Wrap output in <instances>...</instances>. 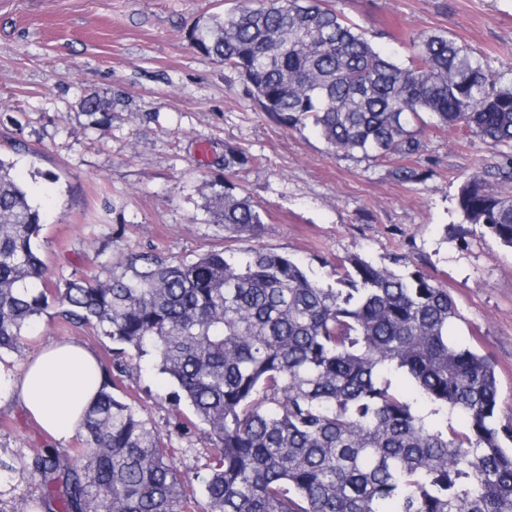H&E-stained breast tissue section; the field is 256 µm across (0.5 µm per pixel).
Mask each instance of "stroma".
<instances>
[{
	"label": "stroma",
	"instance_id": "35a3bbf8",
	"mask_svg": "<svg viewBox=\"0 0 512 512\" xmlns=\"http://www.w3.org/2000/svg\"><path fill=\"white\" fill-rule=\"evenodd\" d=\"M372 44L407 63L412 37L441 32L491 68L512 66V0H329ZM224 0H0V158L47 220L39 238L48 285L108 277L128 258L192 261L212 251L260 248L325 281L352 255L397 272L420 271L447 288L451 332L493 360L500 421L512 418V248L464 223L461 184L495 173L512 149L426 125L419 155L364 160L329 150L313 126L277 123L237 72L201 53L189 33ZM108 114L92 124L84 101ZM235 149L244 164L225 169ZM402 165L419 180L397 179ZM232 180L261 214L258 228L210 220L212 182ZM85 344L104 370L113 345L90 328L62 331L47 312L7 353L24 363L65 338ZM115 395L134 400L168 434L182 481L201 489L207 444L178 429L173 385L149 359L126 357ZM53 440L0 395V512H44L47 488L25 462Z\"/></svg>",
	"mask_w": 512,
	"mask_h": 512
}]
</instances>
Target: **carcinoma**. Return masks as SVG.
I'll return each mask as SVG.
<instances>
[{
    "mask_svg": "<svg viewBox=\"0 0 512 512\" xmlns=\"http://www.w3.org/2000/svg\"><path fill=\"white\" fill-rule=\"evenodd\" d=\"M194 25L197 49L237 71L264 111L313 121L330 149L376 160L421 150L422 115L488 147L512 146V84L444 34L411 40L408 64L380 54L327 0H231ZM86 114L100 124L105 102ZM0 159V351L52 305L63 327L92 326L117 355L154 356L192 409L181 427L209 446L202 494L182 483L169 438L104 380L84 414L83 448L37 454L48 512H512V420L499 422L491 358L449 335L448 290L359 255L313 279L290 258L212 251L192 262L147 258L46 288L42 216ZM213 223H262L230 180L211 184ZM458 208L512 247V191L482 172ZM415 400L464 426L427 425Z\"/></svg>",
    "mask_w": 512,
    "mask_h": 512,
    "instance_id": "carcinoma-1",
    "label": "carcinoma"
}]
</instances>
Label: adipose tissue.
Listing matches in <instances>:
<instances>
[{
    "instance_id": "ef3b65f1",
    "label": "adipose tissue",
    "mask_w": 512,
    "mask_h": 512,
    "mask_svg": "<svg viewBox=\"0 0 512 512\" xmlns=\"http://www.w3.org/2000/svg\"><path fill=\"white\" fill-rule=\"evenodd\" d=\"M102 382L94 353L73 341L49 342L19 368L0 362V390H7L61 444L81 428Z\"/></svg>"
}]
</instances>
